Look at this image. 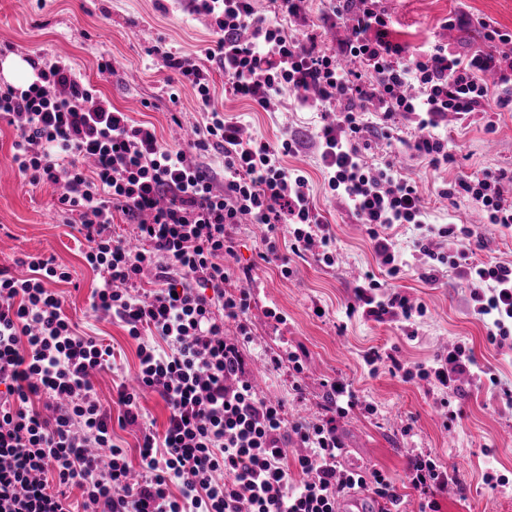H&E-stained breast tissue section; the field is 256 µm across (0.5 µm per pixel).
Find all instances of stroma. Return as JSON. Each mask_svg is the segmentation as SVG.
<instances>
[{"mask_svg": "<svg viewBox=\"0 0 512 512\" xmlns=\"http://www.w3.org/2000/svg\"><path fill=\"white\" fill-rule=\"evenodd\" d=\"M380 7L392 21L391 39L412 51L436 43L461 54L485 47L482 32L465 23L471 16L512 32V0H381ZM326 12V0H309L304 20L288 21L287 26L334 46L344 28L326 23ZM450 18L457 21L451 29L445 26ZM214 28L213 17L196 12L192 0H0V45L11 46L12 56L25 61L39 57L47 63L69 59L84 81L116 108L135 121L153 124L165 147L185 146L186 133L202 126L205 118L193 90L180 85L178 72L166 66L167 52L206 71L216 106L249 133L271 142L287 133L302 139L300 151L284 157L283 163L306 172L313 201L335 237L339 262L327 267L295 255L292 276L283 278L275 265L260 258L266 227L235 226L234 252L224 261L251 268L262 286L252 300V340L245 349L253 379L261 391L286 400L289 413L309 419L325 414V381L350 383L375 411L339 421L344 460L383 469L398 484L405 512H418L419 496L404 476L405 457L412 452L435 453L455 472L456 484L436 497L439 512H512V491L484 480L488 474L512 480V405L504 396L512 389V343H488L486 327L455 270L443 268L433 283L422 279L420 256L413 247L419 232L411 224L391 231L404 260L396 284L411 302L425 306V315L409 324L388 316L377 320L359 312L348 314L359 278L377 270L378 260L364 226L332 196L324 180L312 145L321 114L287 100L265 109L227 92L223 70L203 54ZM102 58L111 62L113 73H100ZM173 92L178 95L174 102L169 99ZM396 125L392 142L379 143L373 161L393 159L402 175L419 181L429 223L468 225L482 235L486 254L512 263V230L488 224L465 197L438 195L463 173H512V112H476L442 123L437 133L447 139L454 161L437 170L408 147L413 116L397 117ZM15 136L12 126L0 122V267L13 266L25 254L52 256L66 266L72 281L58 286L66 314L81 332L111 345L118 367L133 377L137 344L120 322L96 319L90 311L97 277L82 259L81 237L61 216L52 188L30 183L12 169ZM273 308L278 311L274 317L269 314ZM458 344L471 348L499 383L477 386L469 378L460 379L451 402L456 418L448 428L434 384L407 382L392 374L388 364L373 371L364 362L366 352L376 349L404 362L430 363ZM291 352L302 364L300 376H293L288 366L276 368L267 362L270 354ZM406 421L413 425L408 434L401 431Z\"/></svg>", "mask_w": 512, "mask_h": 512, "instance_id": "stroma-1", "label": "stroma"}]
</instances>
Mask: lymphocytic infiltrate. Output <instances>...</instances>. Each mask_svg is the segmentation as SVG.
I'll return each instance as SVG.
<instances>
[{
  "mask_svg": "<svg viewBox=\"0 0 512 512\" xmlns=\"http://www.w3.org/2000/svg\"><path fill=\"white\" fill-rule=\"evenodd\" d=\"M214 15L218 31L208 60L218 62L232 94L270 107L289 94L317 97L337 111L316 139L328 187L364 224L389 276L401 256L388 235L412 224L425 280L441 267L457 270L488 340L512 338V265L477 257L482 238L472 228L427 225L415 180L389 162L367 163L370 128L358 102H376L381 139L397 114L415 116L412 145L432 166L448 162V143L436 130L448 113L467 117L479 107L512 112V58L477 49L461 56L436 45L407 53L388 38L391 22L378 0H329V20L347 36L333 50L315 35L299 39L258 16L254 0H194ZM168 67L196 91L207 123L188 149H168L155 127L137 122L106 99H94L70 62L38 69L27 88L0 87V120L16 128L11 164L35 184L59 191L89 247L85 263L99 277L91 309L123 323L137 343L135 386L119 384L106 407L91 382L111 368V346L79 333L65 314L55 284L71 274L54 257L26 255L28 273L0 268V512H337L339 498L363 491L400 512L403 498L376 466L344 467L337 417L363 408L351 385L328 386L329 417L291 420L285 401L261 396L247 377L243 346L250 286L225 290L232 276L224 258L234 251L232 230L242 218L284 225L288 247L331 266L335 239L314 205L306 173L283 164L300 139L277 143L243 137L212 102L208 75L183 60ZM96 100L87 108V100ZM224 158V187L215 189L203 159ZM503 175H463L443 189L478 204L488 223L512 227V197ZM134 224L141 248L112 229L115 214ZM366 315L413 321L425 314L373 275L356 286ZM240 336L226 338V321ZM404 380L435 379L445 394L464 373L485 377L470 349L456 345L435 366L392 359ZM160 395L169 415L162 430L141 429L139 463L112 441L113 427L136 425L139 394ZM405 475L424 494L422 512H438L436 493L454 475L435 456L408 457ZM81 492L79 504L67 495Z\"/></svg>",
  "mask_w": 512,
  "mask_h": 512,
  "instance_id": "obj_1",
  "label": "lymphocytic infiltrate"
}]
</instances>
